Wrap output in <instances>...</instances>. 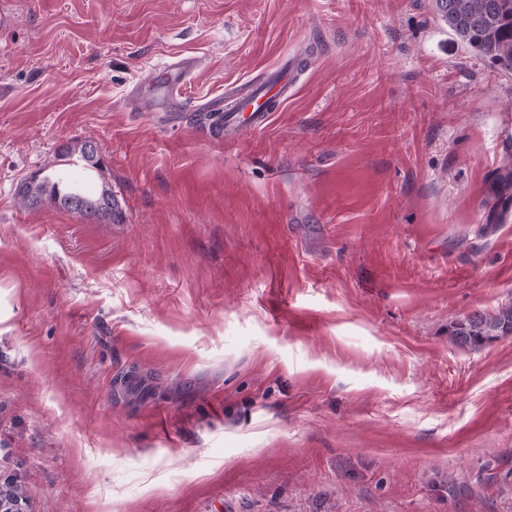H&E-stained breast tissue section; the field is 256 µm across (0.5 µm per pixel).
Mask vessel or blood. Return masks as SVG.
<instances>
[{"label":"vessel or blood","mask_w":512,"mask_h":512,"mask_svg":"<svg viewBox=\"0 0 512 512\" xmlns=\"http://www.w3.org/2000/svg\"><path fill=\"white\" fill-rule=\"evenodd\" d=\"M305 68L304 60H281L274 68L241 87L225 91L222 98L214 100L210 109L224 115L225 140H235L238 131L245 126L254 130L265 128L274 113L286 105L297 77ZM192 69V62L181 60L149 73L148 78L161 81L169 96L175 97Z\"/></svg>","instance_id":"b4317fda"}]
</instances>
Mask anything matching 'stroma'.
I'll return each instance as SVG.
<instances>
[{"label": "stroma", "mask_w": 512, "mask_h": 512, "mask_svg": "<svg viewBox=\"0 0 512 512\" xmlns=\"http://www.w3.org/2000/svg\"><path fill=\"white\" fill-rule=\"evenodd\" d=\"M299 48L270 126L214 137L208 102ZM86 141L123 223L19 205ZM510 162L512 71L433 0H0V484L20 512H512V336L448 340L512 303ZM192 70V62L181 60L168 64L159 72H150L147 78L151 81H157L160 77L161 84L166 88L169 96L176 97L180 94L182 84Z\"/></svg>", "instance_id": "1"}]
</instances>
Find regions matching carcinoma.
<instances>
[{
	"instance_id": "obj_1",
	"label": "carcinoma",
	"mask_w": 512,
	"mask_h": 512,
	"mask_svg": "<svg viewBox=\"0 0 512 512\" xmlns=\"http://www.w3.org/2000/svg\"><path fill=\"white\" fill-rule=\"evenodd\" d=\"M435 7L452 34L472 49L489 57L505 70H512V0H434ZM77 187L63 184L60 172L53 170L32 178L20 190V205L33 208L44 200L55 207L78 213L90 220L123 222L112 191L103 189L91 195L80 192L77 201L71 200ZM512 334V304L494 315L473 313L453 323L448 340L459 347H479L496 336Z\"/></svg>"
}]
</instances>
